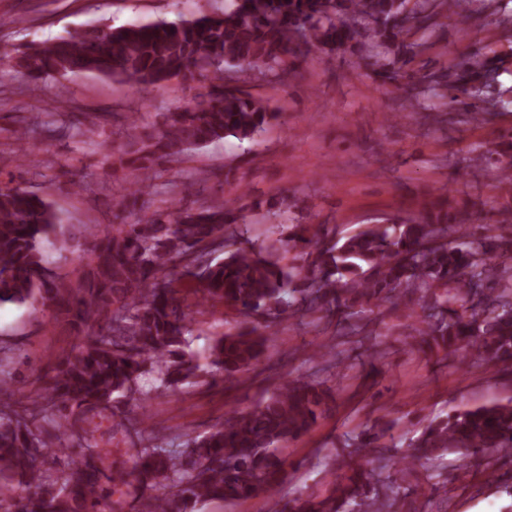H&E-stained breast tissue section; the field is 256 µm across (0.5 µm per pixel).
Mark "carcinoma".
<instances>
[{"instance_id":"cac0c4a2","label":"carcinoma","mask_w":512,"mask_h":512,"mask_svg":"<svg viewBox=\"0 0 512 512\" xmlns=\"http://www.w3.org/2000/svg\"><path fill=\"white\" fill-rule=\"evenodd\" d=\"M445 0H229L222 15L76 29L13 55L8 64L38 83L58 74L86 73L121 80L137 90L179 78L205 92L167 115L150 135L134 132L121 161L144 185L139 195L117 202L134 213L128 224L83 226L94 239L87 251L71 249L58 233L61 218L44 197L0 183V305L60 308L82 329V342L51 358L43 386L25 401L0 388V512H111L112 489L131 490L135 512H196L197 506L232 504L263 494L272 512H394L401 486L375 484L352 464L333 474L324 497L284 503L278 488L286 476L279 448L307 432L335 403L322 383L283 381L246 411L230 410L212 431L175 452L153 443L136 449L129 471L105 474L106 453L85 428L134 392L139 377L153 372L174 388L202 371L188 345L185 290L264 321L271 328L288 315L336 318L343 336H363V304L371 299L397 308L419 296L423 313L413 327L428 348L473 354L484 366L512 370V239L470 232V217L438 211L425 217L372 224L330 245L324 226L294 225L286 243L303 265L295 269L261 249L239 246L216 261L201 247L222 230L244 224L236 204L197 211L150 209L152 170L160 161L213 141L252 140L277 117L251 94L224 87V74L246 63L273 70L300 47L327 56L346 52L363 34L375 40L372 73L396 79L405 39L429 25L433 2ZM472 112L482 89L462 79L429 86ZM74 255L85 265L73 285L54 273L49 251ZM263 339L256 329L222 335L209 351L213 375L231 379L260 362ZM391 426L360 433L349 456L381 447ZM448 448L469 455L512 454V399L431 421L415 453L396 463L405 476L417 462Z\"/></svg>"}]
</instances>
